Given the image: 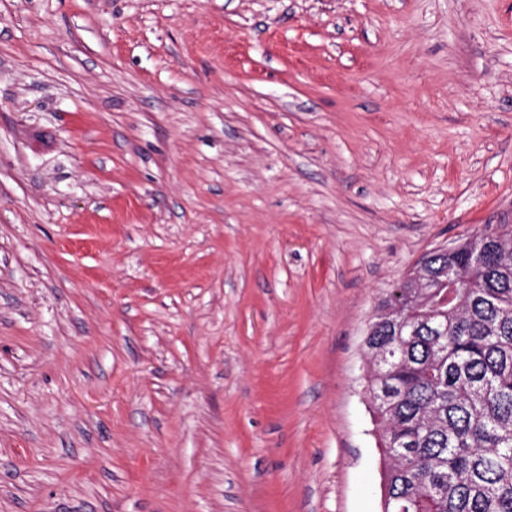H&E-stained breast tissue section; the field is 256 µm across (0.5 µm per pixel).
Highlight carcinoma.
Here are the masks:
<instances>
[{
  "label": "carcinoma",
  "mask_w": 512,
  "mask_h": 512,
  "mask_svg": "<svg viewBox=\"0 0 512 512\" xmlns=\"http://www.w3.org/2000/svg\"><path fill=\"white\" fill-rule=\"evenodd\" d=\"M398 289L400 331L375 326L365 379L382 512H512V234L433 251Z\"/></svg>",
  "instance_id": "obj_1"
}]
</instances>
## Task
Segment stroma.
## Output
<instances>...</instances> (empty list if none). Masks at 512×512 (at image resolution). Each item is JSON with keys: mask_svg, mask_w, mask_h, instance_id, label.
Listing matches in <instances>:
<instances>
[{"mask_svg": "<svg viewBox=\"0 0 512 512\" xmlns=\"http://www.w3.org/2000/svg\"><path fill=\"white\" fill-rule=\"evenodd\" d=\"M512 231V0H0V512H381L363 339Z\"/></svg>", "mask_w": 512, "mask_h": 512, "instance_id": "35a3bbf8", "label": "stroma"}]
</instances>
